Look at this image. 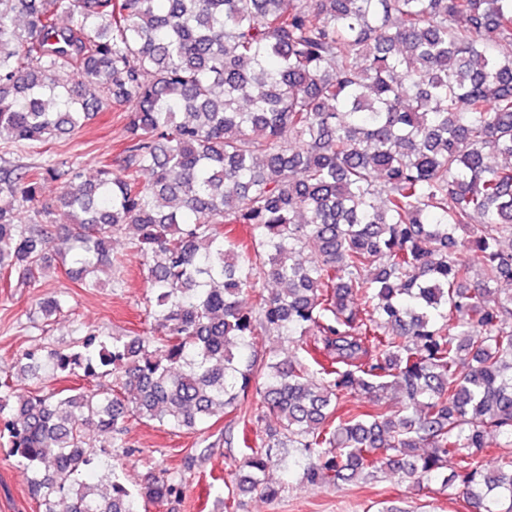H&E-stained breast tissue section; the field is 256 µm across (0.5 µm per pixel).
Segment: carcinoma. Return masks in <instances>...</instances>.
I'll list each match as a JSON object with an SVG mask.
<instances>
[{"label":"carcinoma","instance_id":"obj_1","mask_svg":"<svg viewBox=\"0 0 512 512\" xmlns=\"http://www.w3.org/2000/svg\"><path fill=\"white\" fill-rule=\"evenodd\" d=\"M488 34L512 43V0H0V274L34 285L54 236L92 292L133 226L154 320L19 357L35 384L107 390L0 379V440L43 512L182 495L168 475L131 491L87 446L92 431L130 454L132 416L245 449L242 493L277 497L272 451L298 448L311 484L396 470L512 512V55ZM108 107L125 113L117 169L10 164ZM48 181L70 187L64 224L39 205ZM271 334L294 356L259 376ZM228 410L277 425L265 443L205 431Z\"/></svg>","mask_w":512,"mask_h":512}]
</instances>
